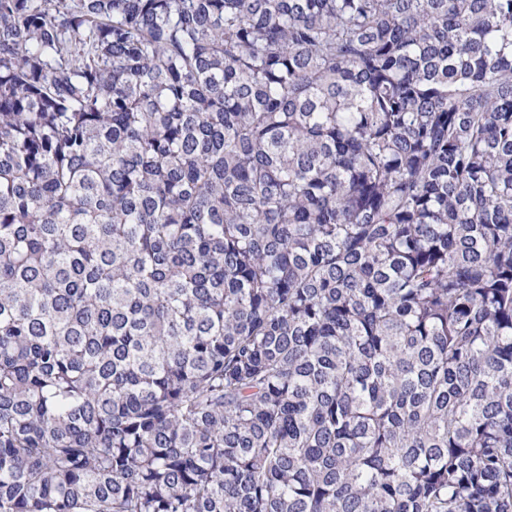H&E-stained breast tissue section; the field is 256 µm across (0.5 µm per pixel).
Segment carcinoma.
<instances>
[{
	"label": "carcinoma",
	"mask_w": 512,
	"mask_h": 512,
	"mask_svg": "<svg viewBox=\"0 0 512 512\" xmlns=\"http://www.w3.org/2000/svg\"><path fill=\"white\" fill-rule=\"evenodd\" d=\"M0 512H512V0H0Z\"/></svg>",
	"instance_id": "cac0c4a2"
}]
</instances>
